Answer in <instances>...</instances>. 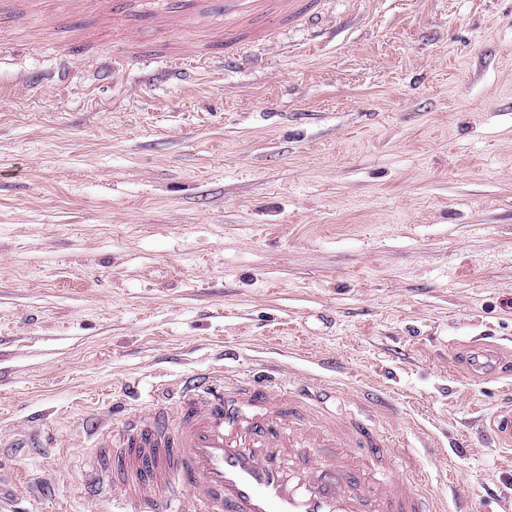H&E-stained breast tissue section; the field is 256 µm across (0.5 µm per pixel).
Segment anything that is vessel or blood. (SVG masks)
Wrapping results in <instances>:
<instances>
[{
  "label": "vessel or blood",
  "mask_w": 512,
  "mask_h": 512,
  "mask_svg": "<svg viewBox=\"0 0 512 512\" xmlns=\"http://www.w3.org/2000/svg\"><path fill=\"white\" fill-rule=\"evenodd\" d=\"M168 395L173 409H140L96 443L112 512H431L362 411L337 415L334 388L208 370L154 392ZM489 430L511 448L512 408Z\"/></svg>",
  "instance_id": "1"
}]
</instances>
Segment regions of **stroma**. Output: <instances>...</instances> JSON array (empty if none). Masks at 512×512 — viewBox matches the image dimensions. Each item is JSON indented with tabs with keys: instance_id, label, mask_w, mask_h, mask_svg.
Here are the masks:
<instances>
[{
	"instance_id": "35a3bbf8",
	"label": "stroma",
	"mask_w": 512,
	"mask_h": 512,
	"mask_svg": "<svg viewBox=\"0 0 512 512\" xmlns=\"http://www.w3.org/2000/svg\"><path fill=\"white\" fill-rule=\"evenodd\" d=\"M0 0V505L112 512L96 422L196 370L359 395L441 512H504L512 0ZM187 74L174 80L169 66ZM38 78L35 94L14 87ZM489 430L498 445L512 447V408L496 412L490 417Z\"/></svg>"
}]
</instances>
